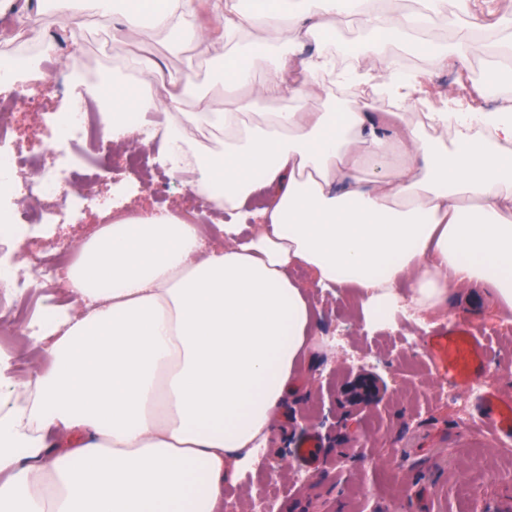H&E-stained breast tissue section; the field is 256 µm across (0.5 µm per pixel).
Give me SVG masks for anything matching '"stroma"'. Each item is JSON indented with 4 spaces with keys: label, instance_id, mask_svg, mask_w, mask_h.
Listing matches in <instances>:
<instances>
[{
    "label": "stroma",
    "instance_id": "obj_1",
    "mask_svg": "<svg viewBox=\"0 0 512 512\" xmlns=\"http://www.w3.org/2000/svg\"><path fill=\"white\" fill-rule=\"evenodd\" d=\"M62 52H76L89 80L109 74L118 56L146 53L158 58L164 71H189L207 94L214 111L228 107L223 88L211 74L220 63L217 52L188 48L181 57L167 56L160 35L143 27L128 42H112V25L95 16L60 31ZM457 31L436 20L416 52L430 91L448 86L446 70H428L427 48L455 40ZM137 173L119 166L96 170L92 180L77 179L76 192L93 188L95 200L78 213L62 209L59 222L42 237L0 242V250L32 276L43 262L66 250H77L101 225L97 200L110 198L114 209L189 210L193 197L183 181L140 188ZM315 317L317 347L300 366L297 390L289 394L264 446L242 468L225 497L240 512H252L267 498L271 512H501L512 499V437L481 432L472 440L467 420H480L477 399L459 405L450 386L435 374L427 339L460 318H470L483 332L487 346L484 380L487 387L512 400V321L500 316L481 292L468 303H449L447 311L429 312L423 321L405 318L385 324L366 322L353 294L309 291ZM0 347L14 351L11 373L34 379L46 369L45 348L28 342L24 326L0 318ZM375 371L386 383L383 401L374 408L354 409L336 402L337 395L361 372ZM315 430L323 437L320 470H307L291 457L302 434Z\"/></svg>",
    "mask_w": 512,
    "mask_h": 512
}]
</instances>
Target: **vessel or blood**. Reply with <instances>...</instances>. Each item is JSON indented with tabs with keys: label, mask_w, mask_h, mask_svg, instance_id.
I'll return each instance as SVG.
<instances>
[{
	"label": "vessel or blood",
	"mask_w": 512,
	"mask_h": 512,
	"mask_svg": "<svg viewBox=\"0 0 512 512\" xmlns=\"http://www.w3.org/2000/svg\"><path fill=\"white\" fill-rule=\"evenodd\" d=\"M428 347L440 378L457 386L480 379L485 369V346L477 330L459 321L430 337ZM484 425L494 434H512V403L498 400L492 392L481 398Z\"/></svg>",
	"instance_id": "vessel-or-blood-1"
}]
</instances>
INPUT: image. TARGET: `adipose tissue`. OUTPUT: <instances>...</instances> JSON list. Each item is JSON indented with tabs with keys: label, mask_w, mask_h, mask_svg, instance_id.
I'll return each mask as SVG.
<instances>
[{
	"label": "adipose tissue",
	"mask_w": 512,
	"mask_h": 512,
	"mask_svg": "<svg viewBox=\"0 0 512 512\" xmlns=\"http://www.w3.org/2000/svg\"><path fill=\"white\" fill-rule=\"evenodd\" d=\"M117 13L113 41L147 26L174 55L233 53L218 77L237 100L221 112L159 97L176 78L146 57L112 69L113 87L134 70L145 88L115 102V136L137 131V113L167 114L156 161L223 206L224 248L203 253L196 225L171 212L104 225L81 246L68 277L83 311H54L30 336L49 367L18 382L0 353V512H222L225 484L265 442L314 347L291 268L355 292L369 321L404 298L445 308L459 287L487 289L512 314V98L474 112L451 96L413 117V81L385 70L377 86L399 111L336 112L310 92L335 59L296 52L351 14L375 45L415 42L448 0H416L406 15L380 0H126ZM468 29L465 50L435 48L429 62L464 71L485 55L497 69L474 85L483 97L512 61V23ZM287 94L293 106L268 111ZM191 127L222 137L223 155L200 149ZM260 190L269 204L240 241Z\"/></svg>",
	"instance_id": "adipose-tissue-1"
}]
</instances>
